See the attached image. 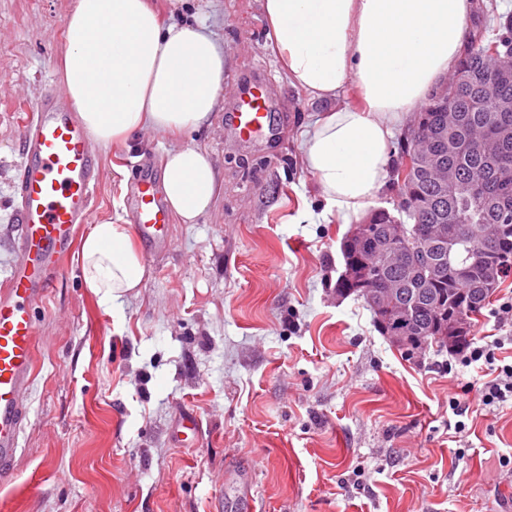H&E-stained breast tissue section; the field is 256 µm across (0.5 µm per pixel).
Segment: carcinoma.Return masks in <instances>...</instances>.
<instances>
[{
    "label": "carcinoma",
    "instance_id": "1",
    "mask_svg": "<svg viewBox=\"0 0 512 512\" xmlns=\"http://www.w3.org/2000/svg\"><path fill=\"white\" fill-rule=\"evenodd\" d=\"M494 22L493 37L482 29L470 36L445 88L420 113L402 148L397 193L415 229L403 259L378 268L368 252H342L351 275L336 280V291L363 298L365 288H390L400 306L408 294L421 292L416 321L424 330L458 314L471 325L512 275V112L495 108L500 99L512 100V78L497 76L512 59V13L496 14ZM429 154L442 159L448 184L439 172L419 168ZM364 223L384 231L400 220L377 209ZM435 224L448 225L447 262L425 283L436 253L421 242Z\"/></svg>",
    "mask_w": 512,
    "mask_h": 512
}]
</instances>
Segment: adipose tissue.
<instances>
[{
  "label": "adipose tissue",
  "mask_w": 512,
  "mask_h": 512,
  "mask_svg": "<svg viewBox=\"0 0 512 512\" xmlns=\"http://www.w3.org/2000/svg\"><path fill=\"white\" fill-rule=\"evenodd\" d=\"M474 0H261L289 82L332 100L347 82L359 107L309 125L303 163L343 223L359 220L391 173L394 141L451 72L469 40ZM62 83L99 146L144 130L191 132L210 119L224 83V48L206 25L164 24L147 0H78L64 21ZM165 202L183 223L210 207L220 186L210 156L174 145L164 156ZM78 262L85 288L121 315L146 267L120 219L91 225Z\"/></svg>",
  "instance_id": "1"
}]
</instances>
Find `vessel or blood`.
Returning a JSON list of instances; mask_svg holds the SVG:
<instances>
[{
  "label": "vessel or blood",
  "mask_w": 512,
  "mask_h": 512,
  "mask_svg": "<svg viewBox=\"0 0 512 512\" xmlns=\"http://www.w3.org/2000/svg\"><path fill=\"white\" fill-rule=\"evenodd\" d=\"M270 121L263 83L234 95L227 126L239 139L263 138ZM23 137L15 212L20 258L0 288V474L12 468L25 427L24 399L35 373L38 302L71 251L78 225L88 221L99 178L88 133L65 95L48 90L25 121ZM130 213L139 239L166 246L169 213L159 182L138 179Z\"/></svg>",
  "instance_id": "1"
}]
</instances>
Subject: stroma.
<instances>
[{
    "label": "stroma",
    "mask_w": 512,
    "mask_h": 512,
    "mask_svg": "<svg viewBox=\"0 0 512 512\" xmlns=\"http://www.w3.org/2000/svg\"><path fill=\"white\" fill-rule=\"evenodd\" d=\"M148 2L164 22L213 31L224 89L201 130L97 150L89 224L129 218L133 164L163 176L178 143L209 153L220 188L197 223L171 216L167 247L140 244L147 279L122 317L68 254L40 302L28 418L0 512H247V497L254 512H512V406L485 408L483 371H449L450 351L405 357L362 298L336 295L352 227L327 212L302 163L303 132L327 105L287 81L260 0ZM76 5L0 0V285L18 260L22 122L62 86ZM256 75L269 81L274 130L244 144L225 131L223 107ZM510 299L512 277L471 337L512 336L496 314ZM188 413L198 432L181 441Z\"/></svg>",
    "instance_id": "stroma-1"
}]
</instances>
